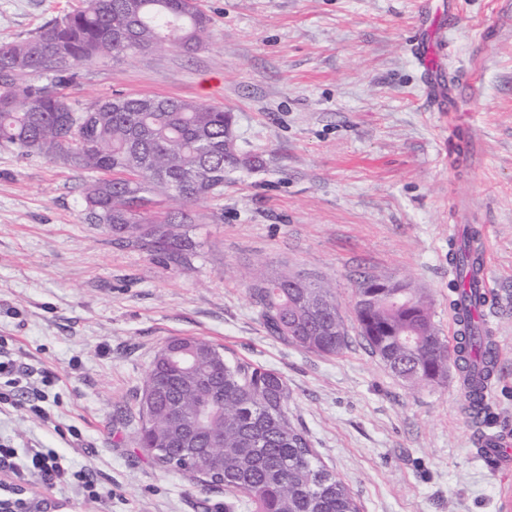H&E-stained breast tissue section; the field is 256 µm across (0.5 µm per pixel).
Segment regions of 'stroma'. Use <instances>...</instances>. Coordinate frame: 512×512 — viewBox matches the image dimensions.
<instances>
[{
    "mask_svg": "<svg viewBox=\"0 0 512 512\" xmlns=\"http://www.w3.org/2000/svg\"><path fill=\"white\" fill-rule=\"evenodd\" d=\"M211 38L75 67L82 109L119 94L232 112L260 155L200 202L190 269L164 268L82 220L87 173L0 147V340L50 372L51 422L0 408V441H27L93 474L101 497L28 485L43 512H200L224 503L138 447L156 353L198 336L288 381V411L362 512H512V467L490 471L485 431L512 430V0H199ZM82 0H0V40L35 35ZM456 25H449V18ZM433 30L451 98L437 109L409 38ZM490 257L481 319L498 349L495 397L468 419L459 375L413 388L356 329L357 280L382 273L427 296L450 333L449 226ZM334 282L350 345L320 356L271 336L245 278L262 264Z\"/></svg>",
    "mask_w": 512,
    "mask_h": 512,
    "instance_id": "obj_1",
    "label": "stroma"
}]
</instances>
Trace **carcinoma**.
<instances>
[{"instance_id": "carcinoma-1", "label": "carcinoma", "mask_w": 512, "mask_h": 512, "mask_svg": "<svg viewBox=\"0 0 512 512\" xmlns=\"http://www.w3.org/2000/svg\"><path fill=\"white\" fill-rule=\"evenodd\" d=\"M210 23L198 0H83L80 9L29 39L0 41V147L105 174L84 186L86 223L106 225L116 241L169 269L190 265L189 228L200 220L193 206L223 191L226 169H257L262 161L236 154L233 116L222 108L137 95L76 110L62 88L77 65L99 56L118 59L165 46L192 54L208 42ZM52 49L69 61L68 69L44 68L42 53ZM36 76L48 81L39 83ZM477 237L469 231L449 250L448 264L462 273L476 263ZM454 289L455 304L465 309L454 348L435 326L425 296L410 286L398 299L382 296L368 307L356 302L357 329L371 352L410 385L440 382L451 363L474 397L493 374L496 348L481 331L482 301L472 299L474 289L462 283ZM249 291L272 335L321 356L348 347L329 282L306 286L298 274L260 270ZM186 341L202 355L201 370L224 368V388L180 387L167 367L166 348L158 351L146 378L153 383L152 399L138 402V443L151 449L155 465L240 494L250 512H360L348 485L326 468L307 430L288 415V381L281 373L231 362L206 339ZM176 406L186 418L198 407L209 408L208 432L219 435L224 472L200 473L155 451L171 431Z\"/></svg>"}]
</instances>
